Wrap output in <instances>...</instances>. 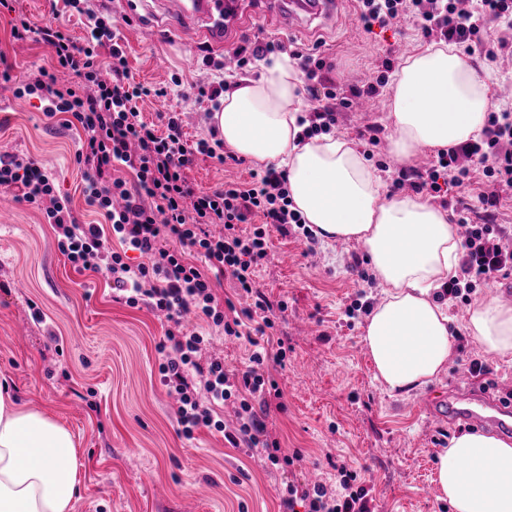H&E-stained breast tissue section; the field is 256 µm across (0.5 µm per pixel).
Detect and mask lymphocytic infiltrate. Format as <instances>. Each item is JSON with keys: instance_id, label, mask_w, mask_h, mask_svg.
Segmentation results:
<instances>
[{"instance_id": "1", "label": "lymphocytic infiltrate", "mask_w": 512, "mask_h": 512, "mask_svg": "<svg viewBox=\"0 0 512 512\" xmlns=\"http://www.w3.org/2000/svg\"><path fill=\"white\" fill-rule=\"evenodd\" d=\"M358 0L359 19L365 28L410 20L429 40L472 51L483 47L488 24L501 23L500 52L512 49V0ZM14 41L47 46L51 64L22 80L18 96H32L43 104L47 118L80 129L75 162L85 177V201L100 213V224L80 222L71 200L61 193L55 176L36 160L16 154L0 155V187L30 205L49 224L61 254L76 270L106 272L112 281L114 301L131 308L164 312L167 327L156 350L159 379L176 400L177 433L193 439L195 432L222 434L233 448H244L264 459L267 469L293 465L272 439L266 419L281 391L267 372L268 365H284V340L274 339L273 315L284 302H273L256 286L259 267L268 256L266 225L280 229L303 226L292 210L286 172L269 167L252 173L246 183L228 182L223 188L204 190L192 184L186 171L196 155L236 163L223 140L188 142L178 113L167 115L165 133L148 125L140 103L152 95L151 87L133 82L127 58L111 22L96 20L86 44H78L62 24H38L17 17L10 29ZM324 104L307 115L305 136L330 132L338 114L352 101L336 84L325 85ZM483 168L491 191L480 203L493 207L502 192L512 190V112L491 115L478 142H467L439 152L425 170L402 169L394 188L441 194L444 185L462 186L469 163ZM263 224L253 232L243 229L251 218ZM461 279L449 281L448 298L462 295V279L483 281L512 277V237L501 225L472 224L466 215ZM180 244L170 250L168 241ZM139 252L143 263L126 261ZM230 280L236 297L248 298L246 308L234 299L219 298L221 280ZM194 314L225 336L245 340L251 347L242 367L227 369L223 358L209 354V337L188 328L186 314ZM237 405L235 426L218 414L225 402ZM338 486L304 482L288 484L279 512H371L369 491L357 482L355 471L340 469Z\"/></svg>"}]
</instances>
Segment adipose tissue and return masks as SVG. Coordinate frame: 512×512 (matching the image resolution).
Instances as JSON below:
<instances>
[{"label":"adipose tissue","mask_w":512,"mask_h":512,"mask_svg":"<svg viewBox=\"0 0 512 512\" xmlns=\"http://www.w3.org/2000/svg\"><path fill=\"white\" fill-rule=\"evenodd\" d=\"M484 71L442 42L407 57L388 100L393 155L408 163L424 150L480 140L495 105ZM301 86L290 57L268 58L259 77L237 79L213 121L238 155L286 169L293 205L322 241L365 249L383 297L361 342L383 389L409 394L448 368L450 318L434 295L458 275L459 228L422 197L387 196L346 137H303ZM467 330L487 353L512 361L511 304L495 296L476 301ZM435 482L454 512H512V442L480 432L452 437L438 455ZM77 484L72 433L0 383V512H73Z\"/></svg>","instance_id":"1"}]
</instances>
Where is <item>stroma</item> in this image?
I'll return each mask as SVG.
<instances>
[{
	"label": "stroma",
	"instance_id": "obj_1",
	"mask_svg": "<svg viewBox=\"0 0 512 512\" xmlns=\"http://www.w3.org/2000/svg\"><path fill=\"white\" fill-rule=\"evenodd\" d=\"M20 15L39 24L60 22L79 43L90 24L64 0H0V57L14 75L0 83V154L25 155L52 171L82 220L99 223L100 215L85 203L84 175L75 163L77 131L47 120L39 99L15 93V79L50 63L46 46L11 41V22ZM143 24L139 17L120 27L129 73L135 82L167 90L166 96L145 99L143 119L161 132L165 113H180L194 140L209 137L213 107L191 87L211 79L215 63L240 46L254 49L280 39L317 49L330 64L322 72L325 79L362 91L375 81L383 59L401 64L427 44L407 21L365 31L355 0H342L325 24L284 35L268 15L251 8L241 30L220 46L184 23L157 32ZM392 91L385 85L372 99L367 122L378 129L376 144L360 138L355 113L339 116L337 134L353 141L372 167L391 157ZM253 170L247 161L226 166L200 155L187 177L215 189L249 181ZM486 189L474 166L462 186L449 188L448 197L454 207L470 208L472 223L512 231V193L501 194L497 206L486 210L478 202ZM268 233L269 254L257 281L270 300L287 305L275 320V334L288 345L284 366L270 369L282 406L271 409L268 428L285 454L302 456L277 471L245 449L230 447L222 435L202 431L191 441L180 438L175 401L158 375L163 316L114 302L105 273L75 270L37 211L15 200L0 210V374L21 403L73 434V512H277L289 482L315 472L332 485L341 465L356 471L369 489L373 512H453L432 475L449 439L471 426L425 410L429 389L392 396L375 380L360 341L365 319L346 314L358 292L373 303L381 297L380 287L362 279L373 271L363 248L285 235L273 226ZM36 308L42 319L33 318ZM468 311L459 301L448 305L454 352L431 389L448 388L470 360L485 355L465 328Z\"/></svg>",
	"mask_w": 512,
	"mask_h": 512
}]
</instances>
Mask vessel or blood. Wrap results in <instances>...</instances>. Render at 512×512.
I'll list each match as a JSON object with an SVG mask.
<instances>
[{
    "label": "vessel or blood",
    "mask_w": 512,
    "mask_h": 512,
    "mask_svg": "<svg viewBox=\"0 0 512 512\" xmlns=\"http://www.w3.org/2000/svg\"><path fill=\"white\" fill-rule=\"evenodd\" d=\"M281 28L289 32L317 19L331 17L339 0H278ZM166 10L187 21L199 23L200 33L212 43L222 44L227 32L241 25L239 0H168ZM439 414L467 421L480 428L512 434V409L490 399L474 382L438 396L428 403Z\"/></svg>",
    "instance_id": "obj_1"
}]
</instances>
